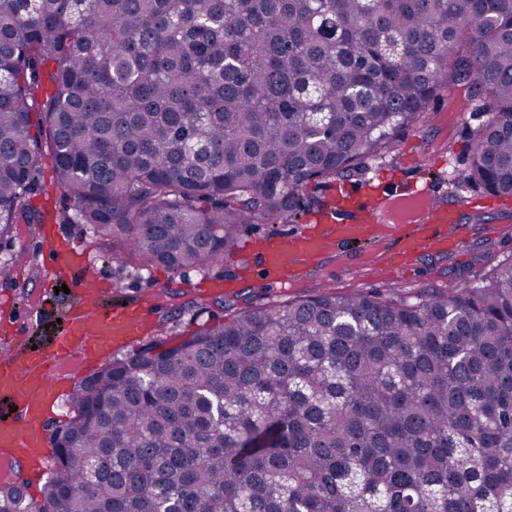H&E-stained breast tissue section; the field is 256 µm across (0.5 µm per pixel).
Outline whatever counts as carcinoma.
<instances>
[{"instance_id":"cac0c4a2","label":"carcinoma","mask_w":512,"mask_h":512,"mask_svg":"<svg viewBox=\"0 0 512 512\" xmlns=\"http://www.w3.org/2000/svg\"><path fill=\"white\" fill-rule=\"evenodd\" d=\"M512 195V0H0V240L46 136L73 220L172 275L369 169L440 92ZM0 512H512V258L454 293L252 305L79 381Z\"/></svg>"}]
</instances>
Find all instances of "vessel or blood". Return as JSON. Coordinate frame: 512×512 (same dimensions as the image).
Masks as SVG:
<instances>
[{
  "mask_svg": "<svg viewBox=\"0 0 512 512\" xmlns=\"http://www.w3.org/2000/svg\"><path fill=\"white\" fill-rule=\"evenodd\" d=\"M390 197V192H383L370 205L348 200L337 212L320 216L318 232L300 231L268 240L258 253L264 270L275 272L285 283L298 278L319 255L368 238L370 225L382 223ZM404 197L417 201L427 218L413 224L410 233L398 238L393 253L395 263L404 262L428 246L444 248L458 243V202L436 201L430 183L419 181L405 190ZM53 261L66 269L77 287H88L91 274L78 249L55 255ZM146 327L147 312L143 305L101 310L88 304L71 316L51 353L29 358L22 367L12 361L1 362L0 396L17 407L24 421L19 425L9 420L0 422V458L20 462L47 446L45 405L58 389L59 370L64 362L79 354L94 359L113 344L136 340Z\"/></svg>",
  "mask_w": 512,
  "mask_h": 512,
  "instance_id": "obj_1",
  "label": "vessel or blood"
}]
</instances>
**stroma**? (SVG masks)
<instances>
[{
    "mask_svg": "<svg viewBox=\"0 0 512 512\" xmlns=\"http://www.w3.org/2000/svg\"><path fill=\"white\" fill-rule=\"evenodd\" d=\"M485 118L481 101L469 97L466 84L444 90L424 122L397 131L393 154L373 164L367 177L403 187L426 180L438 196H447V175L465 170L470 136ZM52 167L51 154H44L41 173L29 195L42 223L19 225L13 241L0 246V254L15 258L10 277L0 278V360L21 364L32 351L49 350L60 320L83 303L80 289L62 293L70 278L52 266L42 242L49 235L62 246L70 237L79 238L89 256L100 301L135 303L150 297L149 324L166 320L178 340L201 325L223 322L244 301L262 306L311 297L321 285L345 295L391 287L409 297L423 289L450 292L474 283L512 258V196H489L473 187L466 190L468 204L460 212L466 230L459 244L451 249L427 248L398 271L391 269L389 256L393 236L403 231L399 224L386 225V239L353 243L319 258L300 280L286 284L261 270L256 256L273 232H285L282 224L274 230L265 224L249 226L235 251L181 277L159 267L140 270L131 258L105 260L102 242L85 225L70 223L72 203L55 186Z\"/></svg>",
    "mask_w": 512,
    "mask_h": 512,
    "instance_id": "obj_1",
    "label": "stroma"
}]
</instances>
